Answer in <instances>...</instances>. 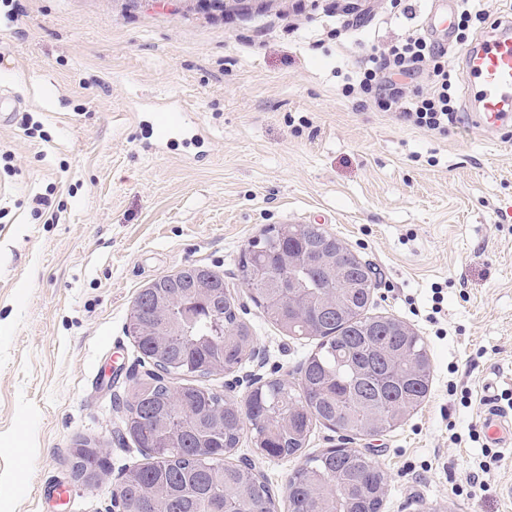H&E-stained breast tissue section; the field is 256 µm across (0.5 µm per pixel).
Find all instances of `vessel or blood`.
Segmentation results:
<instances>
[{
  "label": "vessel or blood",
  "instance_id": "vessel-or-blood-1",
  "mask_svg": "<svg viewBox=\"0 0 512 512\" xmlns=\"http://www.w3.org/2000/svg\"><path fill=\"white\" fill-rule=\"evenodd\" d=\"M493 37L480 40L464 54L462 79L474 88L480 124L497 126L512 120V21L495 25ZM160 136L186 130L199 135L198 123L190 122L188 109L177 102L159 106L154 114ZM482 424L494 448L512 446V418L496 402L495 387L482 389Z\"/></svg>",
  "mask_w": 512,
  "mask_h": 512
}]
</instances>
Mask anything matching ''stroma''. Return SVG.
I'll return each instance as SVG.
<instances>
[{"label":"stroma","mask_w":512,"mask_h":512,"mask_svg":"<svg viewBox=\"0 0 512 512\" xmlns=\"http://www.w3.org/2000/svg\"><path fill=\"white\" fill-rule=\"evenodd\" d=\"M361 2L371 22L339 38L349 0L0 6V86L40 125H0V512H112L147 462L123 421L155 367L127 328L159 276L219 271L254 328L253 353L203 385L241 401L255 382L298 381L314 341L272 324L238 276L245 245L286 221L371 263L374 314L421 336L433 366L416 412L355 442L387 474L384 512H512V454L479 467L484 382L512 399V141L476 128L464 96L444 135L344 96L362 47L400 41L432 8ZM170 99L203 125L201 146L143 151ZM82 438L102 448L91 486L71 476ZM231 460L280 505L300 464L260 456L248 430Z\"/></svg>","instance_id":"obj_1"}]
</instances>
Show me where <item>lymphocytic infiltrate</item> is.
<instances>
[{
  "mask_svg": "<svg viewBox=\"0 0 512 512\" xmlns=\"http://www.w3.org/2000/svg\"><path fill=\"white\" fill-rule=\"evenodd\" d=\"M400 76L422 78L425 86L405 94L396 82ZM454 80L448 68L447 46L442 39L417 28L386 49H365L344 92L374 101L398 121L443 134L457 119L458 108L450 94Z\"/></svg>",
  "mask_w": 512,
  "mask_h": 512,
  "instance_id": "f902f5d3",
  "label": "lymphocytic infiltrate"
}]
</instances>
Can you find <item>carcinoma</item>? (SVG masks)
Listing matches in <instances>:
<instances>
[{"mask_svg":"<svg viewBox=\"0 0 512 512\" xmlns=\"http://www.w3.org/2000/svg\"><path fill=\"white\" fill-rule=\"evenodd\" d=\"M318 224H294L284 234L270 228L248 243L239 261L240 278L252 289L268 317L283 331L319 340L300 369L297 384L266 382L246 407L194 384L224 363L240 366L254 341L250 323L239 314L224 284L209 299L211 317L187 323L160 321L156 306L193 294L195 267L163 278L139 293L128 323L143 356L162 374L141 384L144 422L128 431L150 462L129 471L120 497L124 512H143L147 498L162 494L166 512H276L269 488L254 467L233 464L226 454L240 442L249 421L263 456L298 457L313 426L329 424L353 441L377 428L395 429L425 401L431 363L422 339L404 322L372 315L374 269L341 242L344 256L333 274L315 264ZM293 251L303 266L288 270ZM290 282L284 288L281 282ZM184 380L172 395L164 376ZM387 477L360 449L324 450L308 457L288 480V512H383Z\"/></svg>","mask_w":512,"mask_h":512,"instance_id":"obj_1","label":"carcinoma"}]
</instances>
